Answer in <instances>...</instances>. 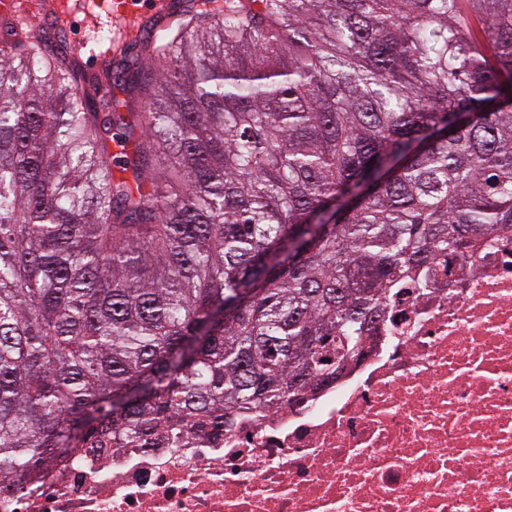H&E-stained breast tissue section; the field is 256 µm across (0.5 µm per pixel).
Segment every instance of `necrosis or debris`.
Listing matches in <instances>:
<instances>
[{"label":"necrosis or debris","mask_w":512,"mask_h":512,"mask_svg":"<svg viewBox=\"0 0 512 512\" xmlns=\"http://www.w3.org/2000/svg\"><path fill=\"white\" fill-rule=\"evenodd\" d=\"M375 334L301 404L75 453L0 512H512V229L438 255Z\"/></svg>","instance_id":"1"}]
</instances>
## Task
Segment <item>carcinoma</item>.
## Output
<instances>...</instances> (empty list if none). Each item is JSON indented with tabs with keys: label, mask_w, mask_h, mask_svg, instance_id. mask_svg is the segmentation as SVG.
<instances>
[{
	"label": "carcinoma",
	"mask_w": 512,
	"mask_h": 512,
	"mask_svg": "<svg viewBox=\"0 0 512 512\" xmlns=\"http://www.w3.org/2000/svg\"><path fill=\"white\" fill-rule=\"evenodd\" d=\"M146 49L0 17V490L300 402L512 228V0H185Z\"/></svg>",
	"instance_id": "carcinoma-1"
}]
</instances>
